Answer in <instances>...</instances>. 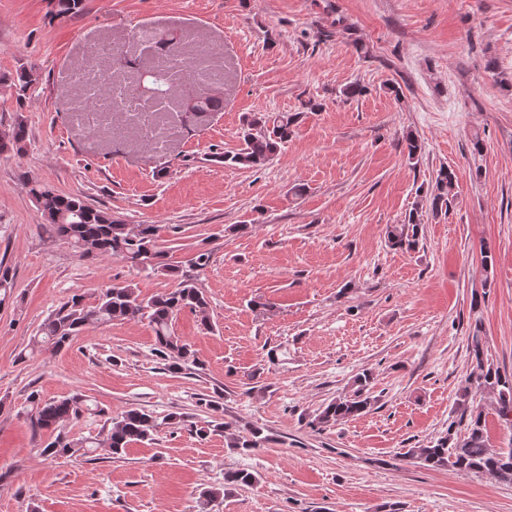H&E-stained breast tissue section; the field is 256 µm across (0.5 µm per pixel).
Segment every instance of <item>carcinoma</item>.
<instances>
[{"label":"carcinoma","mask_w":512,"mask_h":512,"mask_svg":"<svg viewBox=\"0 0 512 512\" xmlns=\"http://www.w3.org/2000/svg\"><path fill=\"white\" fill-rule=\"evenodd\" d=\"M54 16L71 17L79 14L84 0H53ZM138 39L154 45L152 57L140 61L133 67L128 87L131 97L139 100L175 102L177 110L202 117L211 112L224 110V77L212 72L198 85L195 93L184 104L180 100L182 74L188 75L203 69L210 51L203 46L195 53L183 57L180 41L165 32L143 30L137 33ZM180 57L183 65L180 70L172 69L171 58ZM35 76L22 71L16 75H0V84L15 90L17 98L26 96L32 87ZM295 118L286 113H263L247 119L241 133V147L234 152H226L216 160L242 168L259 169L269 163L281 145L292 135ZM28 133L22 120H17L11 132L0 137V154L24 151ZM28 194L33 198L44 220V227L58 237L71 242L81 257L101 259L119 258L140 271L171 276L177 280L176 287L159 292L149 298L140 295L131 283L123 286H106L97 302L87 305L80 295L72 296L56 309L42 324L33 346L49 345L55 350L64 347L82 329L112 321L132 320L145 317L149 320L156 337V351L167 361L168 368L179 371L188 364L197 363L188 345L175 336L172 330L173 319L185 309L194 313L205 329H210L209 302L197 279L159 261L157 250L160 226L138 224L131 228L112 216V211L99 208L77 194H62L38 179L25 178L23 182ZM456 176L446 167H441L431 187L427 201L432 213L448 209L455 196ZM387 240L391 248L405 252L418 250L423 241V224L414 214L407 221L391 224L387 228ZM468 352L471 364L476 371L470 373L461 388L455 412L457 420L448 426V432L428 445L409 448L402 457L435 470H452L460 474H489L500 482L512 484V448L498 451L489 448L484 437L482 412L469 404L472 391H491L496 396L498 413L506 419L512 417V372L502 371L491 364L479 326H474L468 337ZM372 375L364 370L354 380L355 388L348 394L338 395L325 403L315 414L310 426L323 430L339 421L355 418L368 412L376 401L371 393ZM31 425L34 432L55 430L62 423L81 417L91 409V399L82 393H73L58 399L43 401L35 393L30 394ZM200 403L216 413L205 427L195 429L196 435L206 438L212 432H222L227 438V447L240 454H248L270 438L257 427L246 428V433L231 432L233 423L224 421L219 415L222 406L213 399L202 398ZM97 414L102 409L93 410ZM105 445L112 457L119 458L133 442H144L158 428L155 418L140 409H129L117 417H108ZM466 430L461 436L453 427ZM94 442L86 439L74 440L59 433L42 446L41 454L47 457L59 455L86 456L92 453ZM257 477L245 470L236 469L224 472V488L204 489L199 494V502L210 503L220 495L249 486Z\"/></svg>","instance_id":"carcinoma-1"}]
</instances>
